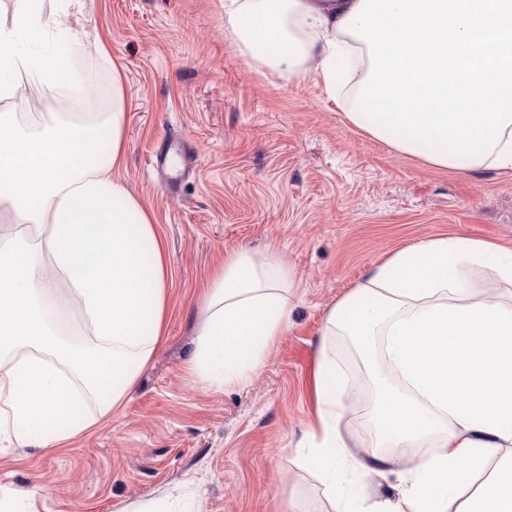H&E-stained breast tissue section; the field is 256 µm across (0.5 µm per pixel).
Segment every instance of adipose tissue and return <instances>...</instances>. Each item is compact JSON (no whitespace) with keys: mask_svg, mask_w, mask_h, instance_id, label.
Returning <instances> with one entry per match:
<instances>
[{"mask_svg":"<svg viewBox=\"0 0 512 512\" xmlns=\"http://www.w3.org/2000/svg\"><path fill=\"white\" fill-rule=\"evenodd\" d=\"M49 16L0 15V101L22 80L73 83L68 51L32 46L50 32L69 48L83 0ZM224 31L265 75L313 79L327 95L352 84L369 48L341 24L360 0H220ZM125 76L112 71L107 112H0V426L21 446L72 443L118 413L166 334L171 274L155 212L120 177L127 155ZM458 173L512 169V124L475 163L423 155ZM492 267L512 285V245L462 236L395 251L327 313L351 337L374 386L337 379L320 355L308 456L337 512H512V305L465 279ZM294 271L273 253L227 252L199 303L191 371L209 388L241 383L288 327ZM85 336L71 349L66 332ZM393 482L394 496L351 501L346 468Z\"/></svg>","mask_w":512,"mask_h":512,"instance_id":"adipose-tissue-1","label":"adipose tissue"}]
</instances>
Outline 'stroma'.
<instances>
[{"mask_svg": "<svg viewBox=\"0 0 512 512\" xmlns=\"http://www.w3.org/2000/svg\"><path fill=\"white\" fill-rule=\"evenodd\" d=\"M106 42L73 55L112 91L126 77L127 188L156 212L172 275L167 331L122 410L72 444L0 453L17 512H329L295 462L320 350L363 367L324 318L375 265L420 239L512 241V170L453 173L371 139L312 81L262 75L224 36L219 0H86L76 23ZM194 166L167 189L150 165L167 137ZM271 251L299 298L245 382L214 391L188 370L198 302L226 252Z\"/></svg>", "mask_w": 512, "mask_h": 512, "instance_id": "stroma-1", "label": "stroma"}]
</instances>
